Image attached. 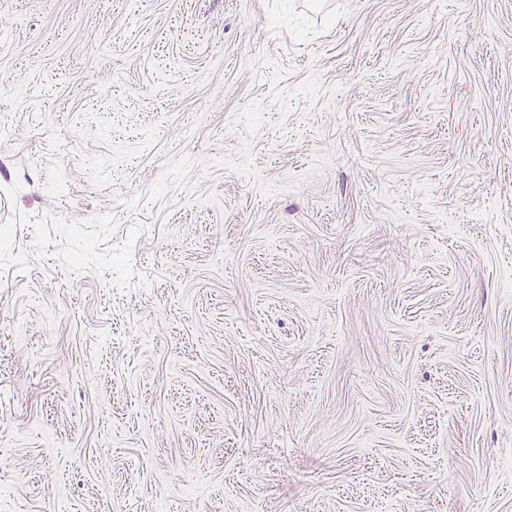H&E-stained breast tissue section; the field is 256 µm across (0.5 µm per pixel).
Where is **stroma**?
I'll return each mask as SVG.
<instances>
[{
	"label": "stroma",
	"mask_w": 512,
	"mask_h": 512,
	"mask_svg": "<svg viewBox=\"0 0 512 512\" xmlns=\"http://www.w3.org/2000/svg\"><path fill=\"white\" fill-rule=\"evenodd\" d=\"M0 512H512V0H0Z\"/></svg>",
	"instance_id": "35a3bbf8"
}]
</instances>
